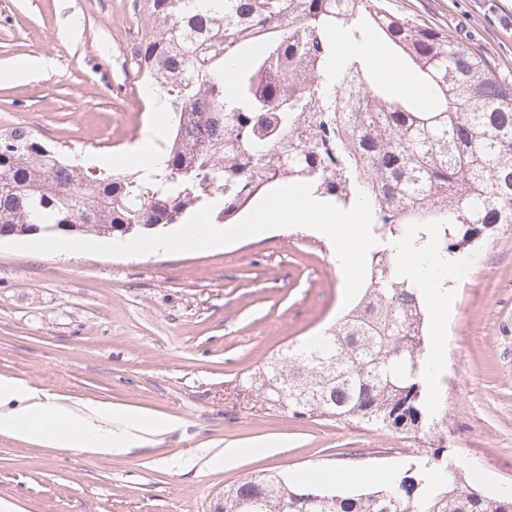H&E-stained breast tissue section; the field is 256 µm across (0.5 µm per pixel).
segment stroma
Masks as SVG:
<instances>
[{
  "instance_id": "obj_1",
  "label": "stroma",
  "mask_w": 512,
  "mask_h": 512,
  "mask_svg": "<svg viewBox=\"0 0 512 512\" xmlns=\"http://www.w3.org/2000/svg\"><path fill=\"white\" fill-rule=\"evenodd\" d=\"M447 30L512 79V0H389ZM148 0H0V131L108 172L153 115L136 51ZM40 57L29 80L14 64ZM454 256L453 314L433 391L448 462L489 495L512 489V227ZM329 239L281 228L204 251L111 256L0 247V375L70 406L109 403L175 419L118 456L0 436V498L23 512H211L225 488L272 470L402 469L428 447L375 427L261 407L240 381L344 310ZM237 460L215 466L221 449Z\"/></svg>"
}]
</instances>
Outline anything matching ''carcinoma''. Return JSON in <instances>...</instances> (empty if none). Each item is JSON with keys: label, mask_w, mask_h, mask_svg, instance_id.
<instances>
[{"label": "carcinoma", "mask_w": 512, "mask_h": 512, "mask_svg": "<svg viewBox=\"0 0 512 512\" xmlns=\"http://www.w3.org/2000/svg\"><path fill=\"white\" fill-rule=\"evenodd\" d=\"M155 35L139 69L173 112L166 164L97 174L23 128L0 133V233L70 226L98 237L178 224L213 200L232 224L274 188L312 184L341 209L364 193L376 239L359 301L317 341L272 357L242 381L261 405L430 436L437 446L377 485L346 494L274 472L224 490L222 512H512L448 466V411L423 369L432 322L420 285L395 272L403 244L443 261L512 226V82L469 46L383 0H149ZM387 42L433 107L391 94L370 56H336V37ZM250 53L232 72L225 62Z\"/></svg>", "instance_id": "cac0c4a2"}]
</instances>
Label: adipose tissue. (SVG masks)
<instances>
[{
  "instance_id": "ef3b65f1",
  "label": "adipose tissue",
  "mask_w": 512,
  "mask_h": 512,
  "mask_svg": "<svg viewBox=\"0 0 512 512\" xmlns=\"http://www.w3.org/2000/svg\"><path fill=\"white\" fill-rule=\"evenodd\" d=\"M128 408L87 404L73 408L40 395L12 378L0 377V435L52 448H77L90 455H119L141 446L145 434L173 429Z\"/></svg>"
}]
</instances>
